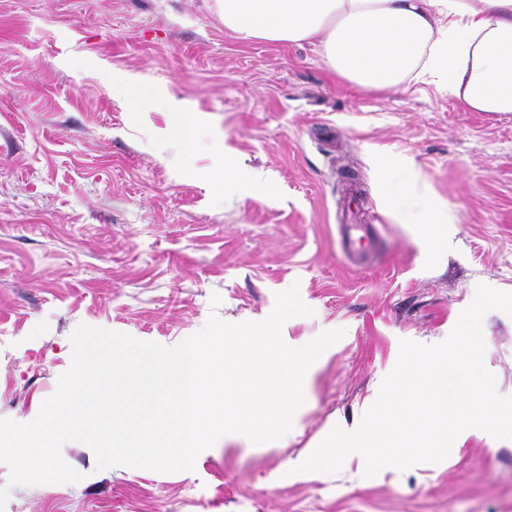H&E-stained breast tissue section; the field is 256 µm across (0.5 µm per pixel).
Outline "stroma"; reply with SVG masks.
<instances>
[{
	"mask_svg": "<svg viewBox=\"0 0 512 512\" xmlns=\"http://www.w3.org/2000/svg\"><path fill=\"white\" fill-rule=\"evenodd\" d=\"M178 107L206 133L193 178ZM251 169L270 196L250 194ZM410 175L451 209L446 241L389 211ZM353 217L382 239L358 270L336 244ZM294 284L311 313L288 319L283 341L344 336L288 434L215 444L173 473L100 470L68 442L81 481L13 486L0 461V512H512V440L477 428L437 464L298 469L334 427H358L401 341H444L478 285L512 293V114L465 111L421 81L362 92L313 46L237 40L214 0H0V420L37 417L80 326L171 347L213 316L266 319ZM482 333L512 396V316L489 311Z\"/></svg>",
	"mask_w": 512,
	"mask_h": 512,
	"instance_id": "1",
	"label": "stroma"
}]
</instances>
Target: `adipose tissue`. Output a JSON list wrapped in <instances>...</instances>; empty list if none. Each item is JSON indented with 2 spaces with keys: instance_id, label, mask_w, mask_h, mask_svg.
I'll return each instance as SVG.
<instances>
[{
  "instance_id": "1",
  "label": "adipose tissue",
  "mask_w": 512,
  "mask_h": 512,
  "mask_svg": "<svg viewBox=\"0 0 512 512\" xmlns=\"http://www.w3.org/2000/svg\"><path fill=\"white\" fill-rule=\"evenodd\" d=\"M216 7L238 40L312 45L360 90L426 80L465 111L512 114V0H216ZM389 208L433 239L452 221L414 177Z\"/></svg>"
}]
</instances>
